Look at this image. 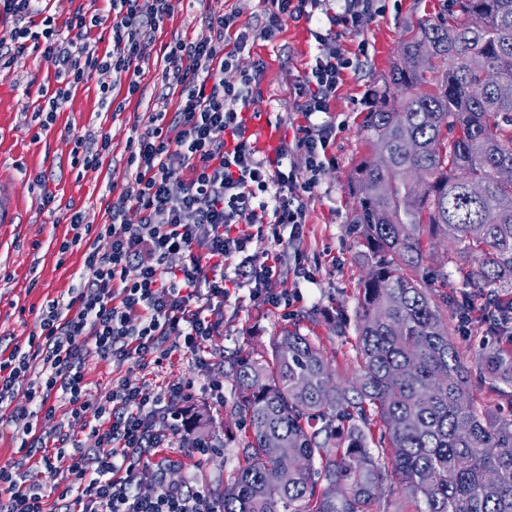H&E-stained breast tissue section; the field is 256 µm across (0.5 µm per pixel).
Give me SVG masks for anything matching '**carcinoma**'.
<instances>
[{"mask_svg": "<svg viewBox=\"0 0 512 512\" xmlns=\"http://www.w3.org/2000/svg\"><path fill=\"white\" fill-rule=\"evenodd\" d=\"M360 132L388 164L363 161L348 182L370 260L353 376L335 381L295 327L262 354L224 358L242 434L220 508L382 512L397 493L411 512H512V416L478 406L483 389L512 387V349L468 365L452 337L459 307L423 286L427 227L469 258L468 304L512 312L498 295L512 289V0H452L408 28Z\"/></svg>", "mask_w": 512, "mask_h": 512, "instance_id": "carcinoma-1", "label": "carcinoma"}]
</instances>
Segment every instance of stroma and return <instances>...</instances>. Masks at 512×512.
I'll return each mask as SVG.
<instances>
[{"instance_id":"stroma-1","label":"stroma","mask_w":512,"mask_h":512,"mask_svg":"<svg viewBox=\"0 0 512 512\" xmlns=\"http://www.w3.org/2000/svg\"><path fill=\"white\" fill-rule=\"evenodd\" d=\"M171 5L170 17L155 35L151 56L142 64L145 75L141 91L126 98L122 112L99 109L100 84L114 81L112 73L99 72L72 89L65 110L58 113L51 130L40 131L34 119L43 104L38 89L54 83L53 69L26 52L14 56L8 68L0 70V177L11 181L21 198L19 223L0 224V341L6 345L27 347L35 321L47 303L76 284L82 250L75 248L63 256L58 253L60 242L71 233L67 219L79 211L86 223L106 222V208L113 192L122 191L129 182L125 147L138 116L148 104L163 97L169 107L177 105L176 98L166 95L156 57L170 42L203 39L210 32L201 0H171ZM337 9L336 0H324L312 20H285L277 37L269 41L252 34L240 53V68H262L249 109L268 113L277 120L278 140H292L294 127L304 122L296 109L294 87L319 53L314 31L328 30L326 15ZM446 11L447 0H390L386 13L360 36L348 35L337 43L341 51L351 52L358 41H365L367 54L359 67L345 72L332 110L325 117L333 127L329 153L335 163L323 173L319 186L306 200L303 235L294 247L279 245L268 233L250 247L259 262L284 254L283 274L272 288L278 293L301 290L303 300L295 315L255 304L247 297L227 302L224 333L209 343L208 362L203 366L187 358L164 364L159 370L134 360L121 364L95 358L88 361L86 398L91 402L117 378L154 387L193 382L192 397L184 407L211 419L207 436L218 446L198 454L194 450V433L181 431L175 438V447L165 451L173 462L167 472L169 482H190L214 490L223 486L238 466L234 444L225 434L226 428L234 424L226 416L230 404L213 401L202 391L204 385L224 382L219 366L225 356L241 349L263 351L282 328L296 326L302 333L319 339L340 377L351 376L358 291L368 272L363 248L350 229L355 203L347 188L353 169L370 156L360 124L371 102L372 89L397 57L405 30ZM103 131L110 133L112 148L102 167L78 172L71 164L75 139ZM40 175L46 180L42 187L36 183ZM46 189L55 196L50 208L44 207L41 200ZM460 262V257L449 256L442 243L427 248L425 276L434 287L447 281V294L452 300L466 291L455 271ZM307 271L314 273V281L304 280Z\"/></svg>"}]
</instances>
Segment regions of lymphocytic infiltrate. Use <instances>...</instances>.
Segmentation results:
<instances>
[{
	"label": "lymphocytic infiltrate",
	"mask_w": 512,
	"mask_h": 512,
	"mask_svg": "<svg viewBox=\"0 0 512 512\" xmlns=\"http://www.w3.org/2000/svg\"><path fill=\"white\" fill-rule=\"evenodd\" d=\"M319 0H263L256 30L270 39L285 19H299L317 8ZM107 14L77 15L57 27L45 17L41 32L16 26L0 32V60L33 50L62 78L64 87L47 94L40 130L51 129L63 111L71 88L93 73L109 71L123 80L128 95L140 90L141 63L155 34L170 16L169 0H109ZM384 11L379 0H343L331 17L327 33H316L322 50L297 85L299 109L308 118L294 134L305 156V178L258 158L243 111L250 104L257 73L237 72L236 53L248 32L238 33L233 51L224 36L236 24V13L207 9L208 38L169 43L162 57V80L178 95L175 111L146 112L126 142L131 184L109 208L108 223L86 224L82 212L69 217L72 236L60 253L81 247L79 283L67 297L51 300L28 338L29 351L13 348L0 359V404L13 403L0 430H11L21 461L0 464V512H220L210 489L176 486L166 481L161 449L174 445L186 425L182 404L192 383L176 382L157 391L125 380L112 383L94 404L84 398L89 358L117 363L135 358L163 365L176 353L205 363L203 342L220 333L226 302L248 289L253 302L292 305V295L269 291L281 272L280 257L255 264L248 224H268L273 237L296 241L303 234L305 197L318 187L332 162L330 129L315 123L335 98L345 70L358 65L356 55L327 50L329 39L359 35ZM110 26L112 50L98 54L89 44L94 29ZM80 34L68 39V31ZM187 177L173 176L175 168ZM137 210L140 223L126 220ZM182 337L179 348L168 337ZM68 401L72 413L90 419L87 440L58 432H40L42 418L55 407L52 397ZM37 458L55 470L67 464V481L49 498L21 466ZM155 462L152 481L140 467Z\"/></svg>",
	"instance_id": "f902f5d3"
}]
</instances>
